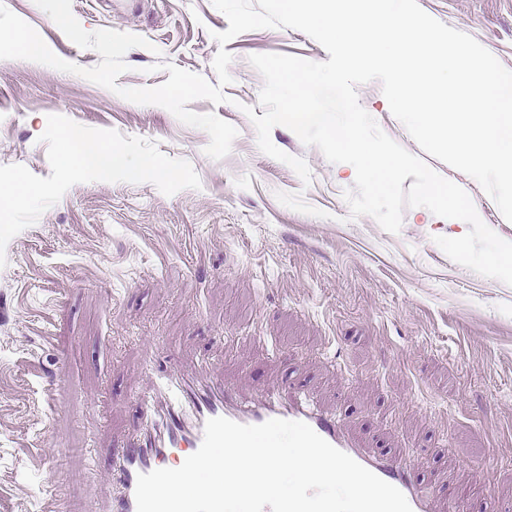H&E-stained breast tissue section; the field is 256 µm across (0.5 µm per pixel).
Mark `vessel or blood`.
I'll use <instances>...</instances> for the list:
<instances>
[{
    "instance_id": "b4317fda",
    "label": "vessel or blood",
    "mask_w": 512,
    "mask_h": 512,
    "mask_svg": "<svg viewBox=\"0 0 512 512\" xmlns=\"http://www.w3.org/2000/svg\"><path fill=\"white\" fill-rule=\"evenodd\" d=\"M140 403L146 422L143 433L112 455L111 512H137L138 475L168 467L196 452L206 422L216 417L245 425L274 418L305 422L331 445L397 487L412 512H435L433 494L415 463L399 453L371 450L357 442L337 415L316 407L300 388L288 386L244 400L224 382L199 387L179 372L167 370L141 394Z\"/></svg>"
}]
</instances>
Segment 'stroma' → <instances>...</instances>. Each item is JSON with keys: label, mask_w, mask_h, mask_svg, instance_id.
Returning a JSON list of instances; mask_svg holds the SVG:
<instances>
[{"label": "stroma", "mask_w": 512, "mask_h": 512, "mask_svg": "<svg viewBox=\"0 0 512 512\" xmlns=\"http://www.w3.org/2000/svg\"><path fill=\"white\" fill-rule=\"evenodd\" d=\"M61 59L84 68L100 55L71 42L34 0H0ZM512 70V0H418ZM89 32L140 35L123 88L168 80L172 63L217 83L226 49V103L199 99L194 112L236 127L230 153L206 155V131L157 105L129 102L80 76L0 60V165L47 177L39 137L48 115L155 142L198 174L200 189L162 194L151 183L70 187L8 243L0 267V512H44L48 477L67 488L66 512L98 502L112 449L143 421L137 392L156 371L216 377L251 394L295 385L340 411L350 433L419 461L445 512L446 487H471L466 512L512 503V285L451 260L435 236L468 227L423 207L405 209L392 234L351 217L347 163L329 162L286 127L271 139L311 170L303 182L262 153L244 107L263 115L254 54L328 60L305 33L257 29L219 46L227 30L212 0H72ZM381 130L422 150L390 112L380 82L356 88ZM427 164L462 187L481 220L512 241L479 183L434 157Z\"/></svg>", "instance_id": "obj_1"}]
</instances>
